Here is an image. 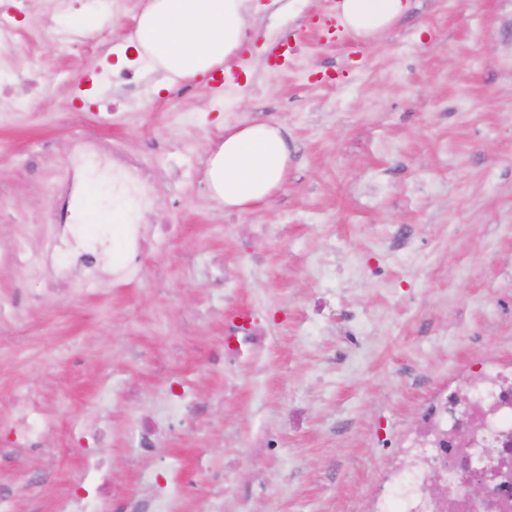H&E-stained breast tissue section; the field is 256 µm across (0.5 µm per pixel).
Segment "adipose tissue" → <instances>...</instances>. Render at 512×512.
I'll return each mask as SVG.
<instances>
[{"mask_svg": "<svg viewBox=\"0 0 512 512\" xmlns=\"http://www.w3.org/2000/svg\"><path fill=\"white\" fill-rule=\"evenodd\" d=\"M409 0H342L343 25L377 35L399 20ZM248 0H150L135 47L163 71L166 85L207 75L240 51L247 39ZM290 152L280 128L253 123L224 130L208 160L207 179L225 208L247 211L266 203L288 176Z\"/></svg>", "mask_w": 512, "mask_h": 512, "instance_id": "1", "label": "adipose tissue"}]
</instances>
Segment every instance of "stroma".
I'll return each mask as SVG.
<instances>
[{"instance_id": "35a3bbf8", "label": "stroma", "mask_w": 512, "mask_h": 512, "mask_svg": "<svg viewBox=\"0 0 512 512\" xmlns=\"http://www.w3.org/2000/svg\"><path fill=\"white\" fill-rule=\"evenodd\" d=\"M335 2L256 0L217 94L200 78L162 88V72L129 48L149 0H98L92 35L31 0L11 62L42 91L0 99V253L24 240L38 258L64 233L50 190L68 180L89 237L109 230L84 221L90 186L97 210L128 205L96 175L70 176L84 137L138 156L175 203L139 221L180 231L143 256L149 277L131 285L86 282L82 259L65 254L62 291L38 262L21 280L0 271V298L39 295L0 337L53 334L68 358L33 371L0 361V407L23 384L52 421L35 455L0 417V494L18 512L84 493L75 474L90 454L107 463L110 497L131 508L201 459L215 471L233 463L228 488L200 486L175 512L201 500L212 512H354L392 454L385 438L430 390L484 355L512 360V0H410L369 41L323 31ZM245 121L281 126L290 163L267 204L239 213L213 197L205 167L225 127ZM228 224L268 226L262 263ZM238 312L259 316L273 344L236 364L228 399L223 369L201 363ZM203 398V420L174 425L145 457L136 420ZM295 405L307 409L298 426L285 418ZM91 423L110 428L105 443ZM260 428L280 451L256 495L246 443Z\"/></svg>"}]
</instances>
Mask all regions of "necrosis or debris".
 I'll use <instances>...</instances> for the list:
<instances>
[{
    "label": "necrosis or debris",
    "mask_w": 512,
    "mask_h": 512,
    "mask_svg": "<svg viewBox=\"0 0 512 512\" xmlns=\"http://www.w3.org/2000/svg\"><path fill=\"white\" fill-rule=\"evenodd\" d=\"M26 0H0V97L38 94L35 76L15 77L8 52L18 33L16 18ZM75 170L94 167L113 192L132 199L146 211L161 212L164 199L156 193L153 177L133 156L106 151L92 138L77 140L70 155ZM125 247L133 260L121 261L111 271L114 279L134 283L144 275L139 256L160 247L169 227L165 224H127ZM267 329L241 316L224 320L222 358L254 355L267 349ZM28 389H20L8 413L24 446L36 448L46 420L33 419ZM484 456L496 473L486 494L468 496L457 483L464 460ZM360 512H512V364L494 357L480 360L475 371L459 372L446 386L432 391L413 424L396 442L393 458L383 462L366 492Z\"/></svg>",
    "instance_id": "necrosis-or-debris-1"
}]
</instances>
